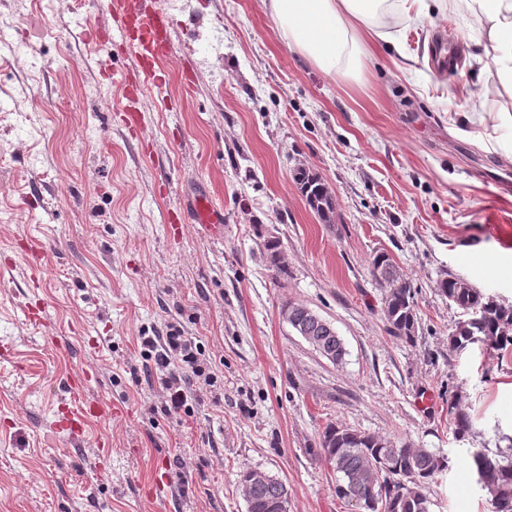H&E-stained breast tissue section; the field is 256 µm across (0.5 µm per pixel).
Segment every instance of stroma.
<instances>
[{
	"mask_svg": "<svg viewBox=\"0 0 512 512\" xmlns=\"http://www.w3.org/2000/svg\"><path fill=\"white\" fill-rule=\"evenodd\" d=\"M154 6L171 54L134 133L126 46L93 0H0V512H247L249 469L287 485L290 512H349L320 450L332 422L447 454L432 512H489L469 453L512 436V346L454 352L439 287L512 303V127L474 114L512 100L480 74L484 31L435 5L346 77L288 50L269 0ZM89 28L113 34L111 79ZM299 167L329 187L333 223ZM199 196L220 233L170 223ZM379 253L415 292L414 341L384 319ZM290 302L333 325L342 363L282 319ZM171 324L214 376L177 417L139 342ZM85 372L82 401L110 412L74 440L57 420ZM296 179L301 185L307 202L316 211L324 223H331L335 213V203L328 187L314 175L299 169Z\"/></svg>",
	"mask_w": 512,
	"mask_h": 512,
	"instance_id": "35a3bbf8",
	"label": "stroma"
}]
</instances>
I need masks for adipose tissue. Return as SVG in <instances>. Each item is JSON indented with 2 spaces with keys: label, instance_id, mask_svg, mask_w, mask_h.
Returning <instances> with one entry per match:
<instances>
[{
  "label": "adipose tissue",
  "instance_id": "obj_1",
  "mask_svg": "<svg viewBox=\"0 0 512 512\" xmlns=\"http://www.w3.org/2000/svg\"><path fill=\"white\" fill-rule=\"evenodd\" d=\"M486 34L485 70L512 99V0H461ZM270 9L284 45L327 73L352 74L366 54L361 38L388 11L405 22L427 18L425 0H270Z\"/></svg>",
  "mask_w": 512,
  "mask_h": 512
}]
</instances>
